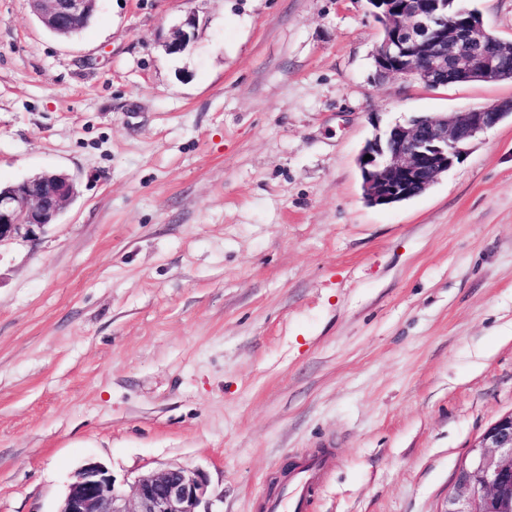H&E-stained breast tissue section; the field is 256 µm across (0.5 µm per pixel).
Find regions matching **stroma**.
<instances>
[{
	"mask_svg": "<svg viewBox=\"0 0 512 512\" xmlns=\"http://www.w3.org/2000/svg\"><path fill=\"white\" fill-rule=\"evenodd\" d=\"M378 40L367 0H98L68 39L0 0V184H76L0 246V512H57L91 459L267 512L324 453L308 512H444L512 412V120L393 205L357 158L512 82L381 77ZM194 27V21L188 18L184 24L176 28L166 44L168 52L172 54L183 52L194 37V33L191 31Z\"/></svg>",
	"mask_w": 512,
	"mask_h": 512,
	"instance_id": "stroma-1",
	"label": "stroma"
}]
</instances>
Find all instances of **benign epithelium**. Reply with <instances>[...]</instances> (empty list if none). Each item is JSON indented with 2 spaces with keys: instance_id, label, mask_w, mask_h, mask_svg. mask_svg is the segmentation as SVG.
I'll use <instances>...</instances> for the list:
<instances>
[{
  "instance_id": "1",
  "label": "benign epithelium",
  "mask_w": 512,
  "mask_h": 512,
  "mask_svg": "<svg viewBox=\"0 0 512 512\" xmlns=\"http://www.w3.org/2000/svg\"><path fill=\"white\" fill-rule=\"evenodd\" d=\"M32 11L50 32L69 37L93 14L96 0H30ZM382 40L374 53L378 72L412 80L430 89L474 81L498 82L505 76L503 43L493 53L485 45L482 17L448 0H397L374 12ZM192 19L176 28L166 44L171 54L183 52L194 37ZM503 102L413 117L377 135L357 162L366 193L378 205L391 204L428 187L451 169L480 134L500 123ZM371 159L364 160L365 156ZM67 175L38 187L27 181L0 190V245L25 239L57 222L73 195ZM133 498L117 488L103 464L90 462L76 472L57 512H210L199 507L209 493L206 478L176 466L134 481ZM443 512H512V413L493 423L472 445L459 468Z\"/></svg>"
}]
</instances>
